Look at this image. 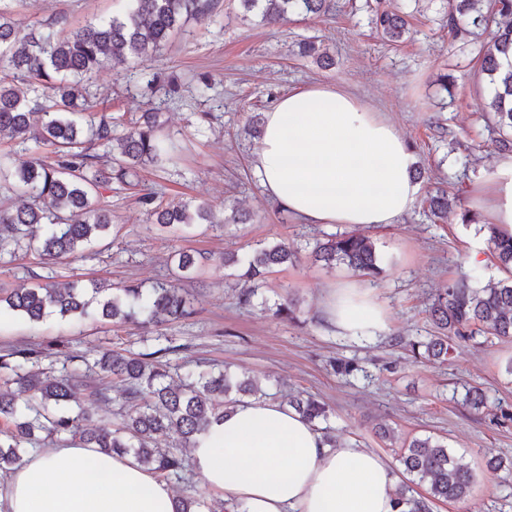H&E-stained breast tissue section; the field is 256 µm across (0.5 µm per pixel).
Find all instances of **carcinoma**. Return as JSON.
Segmentation results:
<instances>
[{
	"instance_id": "cac0c4a2",
	"label": "carcinoma",
	"mask_w": 512,
	"mask_h": 512,
	"mask_svg": "<svg viewBox=\"0 0 512 512\" xmlns=\"http://www.w3.org/2000/svg\"><path fill=\"white\" fill-rule=\"evenodd\" d=\"M15 0H0V141L8 138L34 154L33 161L11 169L12 152L0 150V185L26 195L30 202L17 208L0 205V246L10 244L35 250L47 264L75 259L85 246L107 235L112 213L97 205L96 189L116 183L122 189H139L138 203L155 216V223L171 226L193 224H244L249 216L236 209L216 213L206 201H167L156 191L140 188V169L150 164L159 169L175 165L180 146L162 133L158 112H143L124 120L98 110L105 103L85 84L88 73L100 60L112 61L115 69L131 62L142 65L138 76L149 75L150 62L187 19L219 18L218 0H128L123 13L89 23L69 34L24 33L9 17ZM260 22L278 25L294 14L329 16L334 0H240ZM448 36L456 39L487 35L480 46V73L489 84L486 112L490 115L491 142L501 153H512V0H449ZM370 23L382 38L400 43L410 37L406 16L389 9L386 0H374ZM301 54L315 56L323 68L335 65L314 42H305ZM26 83L32 97L20 95L13 81ZM112 145L116 151L104 158L92 146ZM429 217L448 214V192L437 190L427 198ZM489 251L504 279L485 287L473 286L461 276L443 288L429 308L438 334L411 343V351L429 361H448L455 342L479 333L512 339V236L505 237L495 224L485 225ZM298 250L284 241L268 244L241 257L224 254V267L241 271L248 285L240 289L237 304L250 307L266 275L275 266L296 259ZM315 261L328 268L343 265L370 281L383 273L382 260L372 239L361 233L329 234L313 243ZM115 324H150L163 316L168 321L186 317L191 302L178 280L112 287L97 282L91 296L70 285L57 288L38 284L8 294L0 290V308L37 322L56 313L62 318H88L92 303ZM176 347L126 355L112 348L96 350L93 367L100 378L91 379L65 358L61 374L42 379L29 365L42 358L40 348L14 350L0 356V418L11 428L0 431V470L22 461L25 445L36 434H69L85 446L107 453L132 454L165 481L182 478L185 458L168 448L152 446L157 439L175 434L188 446L214 421L244 402L262 397L250 377L234 378L227 370L200 372L191 382L168 381L167 364L159 356ZM27 392L18 402L11 386ZM83 385L95 400L116 399L126 408L117 425H86L89 417L76 396ZM289 406L316 424L328 419V406L301 392L288 398ZM463 404L479 412L486 407L485 394L472 387ZM400 463L407 475L427 486V495L414 496L409 487L397 490L401 512H432V503L466 497L476 481L471 467L428 436L403 443Z\"/></svg>"
}]
</instances>
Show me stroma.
<instances>
[{
  "instance_id": "stroma-1",
  "label": "stroma",
  "mask_w": 512,
  "mask_h": 512,
  "mask_svg": "<svg viewBox=\"0 0 512 512\" xmlns=\"http://www.w3.org/2000/svg\"><path fill=\"white\" fill-rule=\"evenodd\" d=\"M409 13L408 41H385L369 22L366 0H337L335 17L291 16L283 25L261 24L240 0H219L220 22L188 21L155 57L153 68L177 77L179 94L147 87L144 80L117 79L111 62H103L89 79L92 92L105 96L106 112L138 115L156 107L164 130L187 149L178 168L165 172L146 166L145 186L168 199H202L215 207L236 205L251 214L246 224H202L182 233L161 228L129 191L100 185L96 200L110 209L118 235L88 246L82 256L56 265L42 263L32 251L0 254V289L28 288L52 282L90 287L104 279L115 285H152L171 279L175 252L206 257L193 278L183 281L192 302L184 319L142 328L106 320L63 319L55 315L32 323L0 315V355L35 345L48 349L37 368L61 369L65 354L94 359L101 347L134 354L172 343L171 374H185L190 363L207 370L228 365L259 381L269 400L304 391L327 403L338 442L354 443L380 454L398 481L406 476L399 462L403 441L432 436L464 457L477 481L460 500L437 503L433 512H512V471L487 470L488 458L512 460V341L490 335L456 345L445 363L414 359L409 341L433 334L428 308L448 280L467 274L477 285L501 279L480 224H465L462 209L473 205L472 186L489 171L498 153L488 142L486 89L473 77L479 47L471 37L450 39L443 22L447 0H389ZM122 0H18L15 19L24 29L46 31L66 18L69 28L112 16ZM304 40L323 42L336 64L321 68L300 55ZM455 83L439 84L441 75ZM211 88L200 92L202 77ZM333 85L382 112L401 132L424 176L420 199L397 223L367 228L385 261L376 283L363 281L346 267L313 262L310 245L325 234L344 233V224H301L266 196L253 167L256 139L243 131L253 115L268 112L276 100L305 86ZM469 157L459 183L460 204L447 219L427 216L425 195ZM298 247L296 260L276 267L260 288L251 309L236 303V279L224 267L228 252L247 253L276 241ZM480 252V264L469 262ZM356 288L382 306L383 332L369 339L339 334L325 314L330 289ZM297 299L295 319L277 315L285 297ZM354 362L352 374L338 373L332 362ZM481 388L488 399L482 413L463 403L468 387ZM393 428L394 440L375 433L377 424Z\"/></svg>"
}]
</instances>
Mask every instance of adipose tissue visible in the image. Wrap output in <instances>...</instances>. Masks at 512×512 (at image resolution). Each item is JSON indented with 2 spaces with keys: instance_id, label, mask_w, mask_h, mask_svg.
<instances>
[{
  "instance_id": "obj_1",
  "label": "adipose tissue",
  "mask_w": 512,
  "mask_h": 512,
  "mask_svg": "<svg viewBox=\"0 0 512 512\" xmlns=\"http://www.w3.org/2000/svg\"><path fill=\"white\" fill-rule=\"evenodd\" d=\"M414 158L384 116L333 85L303 88L266 112L255 154L265 192L304 224L396 223L420 191ZM487 223L512 235V154L475 184ZM326 311L346 336L380 330L368 294L332 291ZM191 461L238 512H398L387 461L350 443L329 447L299 414L246 402L198 435ZM165 481L132 457L61 443L0 473V512H175Z\"/></svg>"
}]
</instances>
